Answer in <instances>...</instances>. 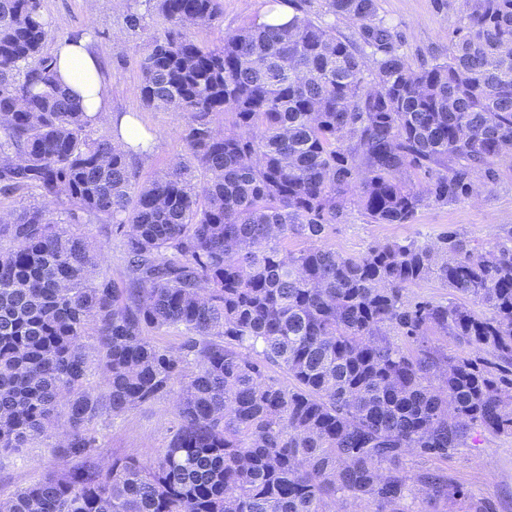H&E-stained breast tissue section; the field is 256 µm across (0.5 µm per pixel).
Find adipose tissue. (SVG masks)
<instances>
[{"mask_svg":"<svg viewBox=\"0 0 512 512\" xmlns=\"http://www.w3.org/2000/svg\"><path fill=\"white\" fill-rule=\"evenodd\" d=\"M55 54L62 83L81 98L89 118L104 116L109 122L117 123L120 143L135 145L147 142V135L141 132L131 115L119 117L108 114L109 86L99 67V54L89 48L87 39L82 38L75 43L61 41Z\"/></svg>","mask_w":512,"mask_h":512,"instance_id":"obj_1","label":"adipose tissue"}]
</instances>
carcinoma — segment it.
I'll use <instances>...</instances> for the list:
<instances>
[{
  "label": "carcinoma",
  "mask_w": 512,
  "mask_h": 512,
  "mask_svg": "<svg viewBox=\"0 0 512 512\" xmlns=\"http://www.w3.org/2000/svg\"><path fill=\"white\" fill-rule=\"evenodd\" d=\"M377 2L323 0L354 38L288 0L291 21L208 45L186 28L218 22L222 0H154L165 25L140 94L188 115L187 153L141 182L148 151L94 133L59 83L41 0H0V194L43 198L0 222V454L62 421L70 462L0 512H416L415 484L438 512L447 479L405 456L512 434V229L488 248L451 229L358 255L325 243L353 207L410 224L495 181L512 155V0H463L448 56L418 66ZM94 222L120 238L124 287L100 272ZM429 279L457 300L407 296ZM170 329L178 345L155 341ZM167 395L166 447L102 462L90 424Z\"/></svg>",
  "instance_id": "carcinoma-1"
}]
</instances>
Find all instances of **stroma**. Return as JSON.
I'll return each mask as SVG.
<instances>
[{
	"label": "stroma",
	"mask_w": 512,
	"mask_h": 512,
	"mask_svg": "<svg viewBox=\"0 0 512 512\" xmlns=\"http://www.w3.org/2000/svg\"><path fill=\"white\" fill-rule=\"evenodd\" d=\"M42 12L52 25L50 42L71 35L89 36L100 48L101 69L111 89V110L134 115L144 132L153 138L148 159L139 168L141 180L168 171L175 158L184 155L181 138L188 117L175 111L147 108L139 95V57L151 34L161 25L147 0H41ZM144 14L142 29L131 31L125 25L129 7ZM269 0H224V18L219 27H194L195 39L219 44L224 33L239 29L270 11ZM462 0H378V15L394 30L399 50L412 63L446 57L448 36L459 23ZM498 178L481 192L460 202L419 209L410 224H371L357 210H350L340 224L332 226L326 240L336 251L358 254L374 243L415 237L435 238L453 229L474 245L493 244L505 229L512 227V159L497 165ZM91 240L103 249L102 271L118 284L127 281L126 264L119 240L109 227L95 224L88 228ZM174 399L166 396L142 405L126 415L94 421L100 441V457L134 456L154 458L165 448L173 419ZM64 465L55 439L37 441L21 455H0V498L34 484ZM409 472L431 469L442 472L455 492L442 504V512H474L485 504L490 512H512V435L482 433L447 459L407 458Z\"/></svg>",
	"instance_id": "obj_1"
}]
</instances>
